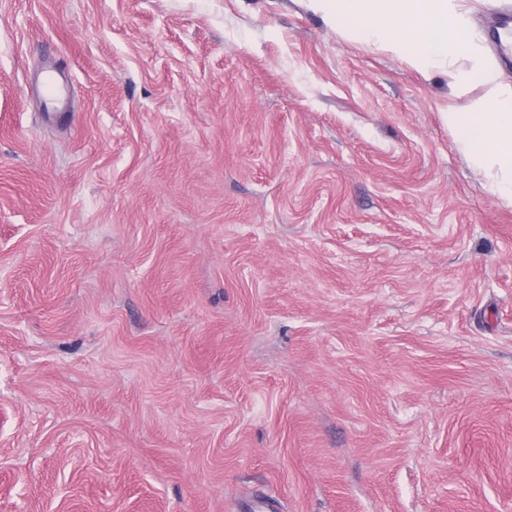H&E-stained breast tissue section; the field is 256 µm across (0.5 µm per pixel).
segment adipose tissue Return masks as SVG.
I'll return each instance as SVG.
<instances>
[{"label": "adipose tissue", "instance_id": "ef3b65f1", "mask_svg": "<svg viewBox=\"0 0 512 512\" xmlns=\"http://www.w3.org/2000/svg\"><path fill=\"white\" fill-rule=\"evenodd\" d=\"M356 39L411 52L422 71H440L463 90L480 83L485 100L472 111H448L444 119L460 148L491 189L512 204V88L502 87L497 71L471 21V0H310Z\"/></svg>", "mask_w": 512, "mask_h": 512}]
</instances>
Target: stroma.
<instances>
[{
	"label": "stroma",
	"mask_w": 512,
	"mask_h": 512,
	"mask_svg": "<svg viewBox=\"0 0 512 512\" xmlns=\"http://www.w3.org/2000/svg\"><path fill=\"white\" fill-rule=\"evenodd\" d=\"M486 93L308 0H0V512H512ZM39 90L48 105L58 103L66 94V87L61 81L59 73L55 70H48L44 73Z\"/></svg>",
	"instance_id": "35a3bbf8"
}]
</instances>
